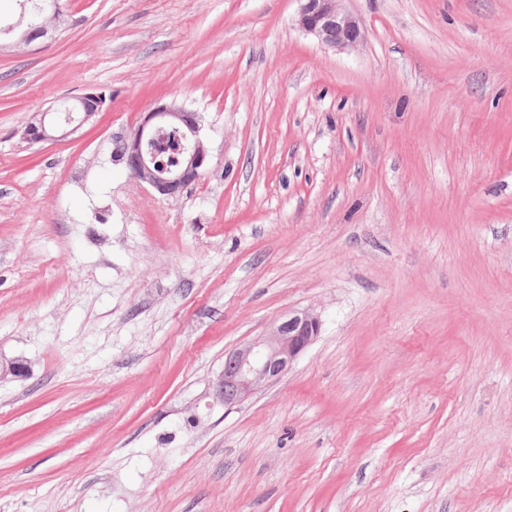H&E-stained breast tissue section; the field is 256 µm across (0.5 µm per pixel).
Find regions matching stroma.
<instances>
[{
  "label": "stroma",
  "mask_w": 512,
  "mask_h": 512,
  "mask_svg": "<svg viewBox=\"0 0 512 512\" xmlns=\"http://www.w3.org/2000/svg\"><path fill=\"white\" fill-rule=\"evenodd\" d=\"M61 5L0 39V512H512V0H347L342 51L298 0ZM159 101L209 153L173 198L112 160ZM297 23L327 47L353 50L364 41L360 22L344 7L346 0H299ZM19 6H20V14H19V19L9 25L7 27V30L9 32H12L14 34V36H16V40L18 41V43H28L30 41H32L33 39V32L34 30L36 29V31L39 32L40 36H44L48 33V28L46 27V24H43V25H39L42 20H43V17L42 15L37 12V11H34L33 13H29L27 15V13L30 11L27 10V4L25 2H22V3H19ZM27 15V22L32 25V26H36V25H39L37 28H32V26H29V27H24V19ZM53 113L44 112L41 117L30 123L24 130L23 139L29 143L52 141L68 135L73 129L67 130L71 121L60 122ZM318 314L305 310L288 314L269 335L229 353L214 382L216 400L231 406L284 374L319 335Z\"/></svg>",
  "instance_id": "stroma-1"
}]
</instances>
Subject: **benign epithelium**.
<instances>
[{
    "label": "benign epithelium",
    "instance_id": "obj_1",
    "mask_svg": "<svg viewBox=\"0 0 512 512\" xmlns=\"http://www.w3.org/2000/svg\"><path fill=\"white\" fill-rule=\"evenodd\" d=\"M344 2L301 0L297 19L299 28L327 47L338 50L358 48L364 41V31L360 22L344 7ZM27 13V4L20 3L19 19L7 27L20 43L32 41L35 31L42 36L48 33L44 24L35 29L24 26ZM76 107L82 114L81 121L86 122L102 111V102L98 100V94L86 93L77 98ZM70 125L71 122H61L51 113L44 112L25 128L23 139L29 143L56 140L69 134L67 127ZM168 127L181 132L184 145L178 168L163 174L156 171L146 145ZM114 154L123 160L137 181L163 197H176L200 179L207 159L197 114L168 102L156 103L142 113L132 133L116 138ZM320 328V317L313 311L293 313L275 324L266 337L228 354L224 359V370L214 382L215 399L231 406L279 378L317 338Z\"/></svg>",
    "mask_w": 512,
    "mask_h": 512
}]
</instances>
